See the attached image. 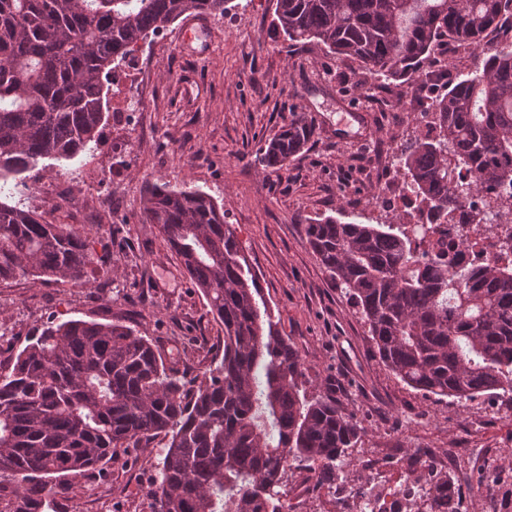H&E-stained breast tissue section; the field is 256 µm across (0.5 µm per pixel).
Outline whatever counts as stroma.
<instances>
[{
    "label": "stroma",
    "mask_w": 512,
    "mask_h": 512,
    "mask_svg": "<svg viewBox=\"0 0 512 512\" xmlns=\"http://www.w3.org/2000/svg\"><path fill=\"white\" fill-rule=\"evenodd\" d=\"M273 12V0H241L224 15L206 16L200 40L183 43L178 21L149 36L142 48L155 75L138 121H104L94 151L62 164L42 160L28 172L34 184L70 175L85 181L83 194H32L26 203L53 224L84 215V231L109 256L82 281H0V363L48 321H119L151 339L167 366L202 376L222 354L224 331L157 226L141 216L146 184L199 187L223 207L281 336L298 349L304 388H327L366 429L349 456L348 480L359 476L360 459L391 460L418 448L445 459L463 512H512V491L479 486L465 455L469 448L498 461L512 455V417L487 410L484 396L452 405L397 379L307 242L308 224L324 217L363 223L354 202L373 187L346 188L340 176L393 152L421 126H388L382 99L363 95L357 61L284 39ZM296 115L315 129L307 149L281 170H265L260 148ZM160 447L117 449L102 479L63 500L64 512L112 497L128 499L126 512H151ZM280 491L305 492L301 512L331 508L302 463L292 462Z\"/></svg>",
    "instance_id": "obj_1"
}]
</instances>
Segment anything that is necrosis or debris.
<instances>
[{
    "label": "necrosis or debris",
    "instance_id": "4bbe7bcc",
    "mask_svg": "<svg viewBox=\"0 0 512 512\" xmlns=\"http://www.w3.org/2000/svg\"><path fill=\"white\" fill-rule=\"evenodd\" d=\"M148 77V59L136 53L113 74L116 95L112 110L117 122H126L129 113L144 111L143 89ZM365 179L373 180L374 193L363 201V211L371 216L381 211L403 212L416 264L435 266L443 262L451 269L470 272L489 264L512 262V220L499 218L492 231H484L472 223L473 208L466 200L449 204L447 212L431 220L428 201L413 190L395 160L379 170L363 169L347 177L351 184ZM409 474V468H401L362 498L336 494V512H406Z\"/></svg>",
    "mask_w": 512,
    "mask_h": 512
}]
</instances>
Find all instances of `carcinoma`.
Returning <instances> with one entry per match:
<instances>
[{
  "label": "carcinoma",
  "instance_id": "obj_1",
  "mask_svg": "<svg viewBox=\"0 0 512 512\" xmlns=\"http://www.w3.org/2000/svg\"><path fill=\"white\" fill-rule=\"evenodd\" d=\"M230 0H0V197L40 159L71 160L97 144L107 105L102 75L139 42L191 13L224 14ZM278 28L358 61L376 81H414L450 36L473 49V76L421 112L440 127L416 135L401 163L415 192L444 211L485 198L476 224L512 200V42L486 35L512 24V0H273ZM313 127L296 117L261 148L276 171ZM472 169L451 177L448 161ZM143 220L158 227L224 327V355L202 378L166 367L125 325L51 321L0 366V497L14 512H46L50 496L91 479L117 448L167 438L150 491L153 512H284L277 487L291 461L320 485L344 472L365 429L329 392L302 386L304 363L279 335L224 211L198 188H144ZM315 255L369 325L379 359L407 386L465 404L512 395V266L472 277L412 265L400 224L307 225ZM97 261L89 236L0 200V280H81ZM263 370L265 381L257 371ZM448 473L427 468L409 512H441Z\"/></svg>",
  "mask_w": 512,
  "mask_h": 512
}]
</instances>
